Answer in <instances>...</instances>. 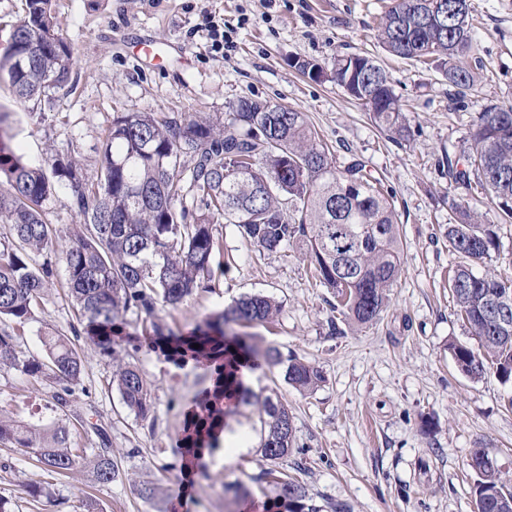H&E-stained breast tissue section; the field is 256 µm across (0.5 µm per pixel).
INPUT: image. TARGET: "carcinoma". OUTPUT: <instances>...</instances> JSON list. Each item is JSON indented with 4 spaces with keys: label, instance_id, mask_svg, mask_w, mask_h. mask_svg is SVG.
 <instances>
[{
    "label": "carcinoma",
    "instance_id": "cac0c4a2",
    "mask_svg": "<svg viewBox=\"0 0 512 512\" xmlns=\"http://www.w3.org/2000/svg\"><path fill=\"white\" fill-rule=\"evenodd\" d=\"M424 0H397L377 29V38L392 56L445 68L460 96L476 92L473 76L455 61L478 49L469 26L464 35L448 27H423ZM40 52L16 69L17 57L33 41ZM73 49L56 30L53 0H26V13L13 28L0 56V73L8 74L15 97L37 105L51 104L71 82ZM360 67L362 94L357 101L371 122L389 138L405 139L410 129L400 98L386 69L369 53L338 55L329 80L342 83ZM9 113H0V367L34 378L52 377L59 409L83 371L75 344L66 336H45L42 358L22 355L20 329L33 319L55 261L63 263L66 285L78 313L72 335L84 336L101 354L116 362L112 372L127 409L146 420L152 411L151 389L139 370L112 348V330L128 312L145 316L150 326L142 336L163 342L178 357L197 361L224 359L226 378L247 403L251 392L237 377L244 360L253 367L283 366L284 379L308 394L323 382L319 367L275 347L258 349L244 337L229 336L224 326L262 324L280 305L256 293L244 296L207 320L190 336H177L154 320L158 305L176 306L206 287L212 264L223 255V239L213 232L215 216L267 253L293 243L307 247L306 256L319 282L330 288L345 318L369 324L386 307L388 291L401 270L399 215L393 196L356 161L339 169L336 159L311 128L305 113L286 105L240 98L228 106L224 121L207 117H156L151 112L113 116L102 145L96 182L88 183L79 162L58 159L51 173L29 164L11 144ZM448 180L456 186L476 183L501 216L512 218V104L489 105L479 113L461 160L448 163ZM68 190V205L83 222L68 248L53 257L59 229L48 218L47 205ZM457 219L448 225V243L463 259L451 288L459 315L479 340L482 352L448 343L459 370L481 379L492 363L499 378L512 380V321L500 324L493 315L494 297L512 301V280L486 269L474 271L498 248L495 225L456 200ZM199 348H194V345ZM203 417L193 421V434L181 453L190 454L197 440L224 422L223 397L206 402ZM256 453L262 462L257 480L273 498L288 500L289 512H348L342 505L317 503L307 487L281 477L295 441L293 416L279 399L262 402ZM0 443L36 457L47 472L65 476L77 465L87 467L95 483L116 477L112 449L87 451L72 447L69 425L62 418L36 423L0 418ZM488 456L474 450L476 512H512V479L487 466Z\"/></svg>",
    "mask_w": 512,
    "mask_h": 512
}]
</instances>
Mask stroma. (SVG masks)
I'll list each match as a JSON object with an SVG mask.
<instances>
[{
    "label": "stroma",
    "instance_id": "1",
    "mask_svg": "<svg viewBox=\"0 0 512 512\" xmlns=\"http://www.w3.org/2000/svg\"><path fill=\"white\" fill-rule=\"evenodd\" d=\"M396 0H55L54 22L74 49V86L48 106L18 102L0 79V109L9 112L13 145L26 159L51 168L75 158L95 181L100 149L119 112L158 117L200 115L223 119L229 103L247 97L304 112L332 149L337 166L365 164L394 197L404 250L401 275L379 319L349 326L332 290L313 276L305 251L293 245L267 254L246 242L233 225L215 220L224 254L212 264L206 288L178 306H161L156 319L187 335L245 293L274 297V323L248 328L251 344L277 347L318 366L324 381L303 395L281 367L255 372L248 385L258 399L272 395L293 413L296 444L287 474L316 500L350 512H475L473 449H484L512 473V381L494 369L473 380L448 352L449 342L478 348L457 313L448 278L459 258L445 230L454 223L449 195L479 212L490 205L479 188L450 189L442 156L467 147L482 107L512 103V0H470L476 55L465 66L477 80L476 96L459 98L442 70L389 56L375 27ZM222 20L233 50L219 54L201 27L204 14ZM154 39L145 51L144 39ZM366 51L388 70L406 106L408 139H388L367 112L336 83L302 75L295 63H322ZM77 312L64 266L20 338L24 355L42 356L44 333L69 334ZM342 324L329 335V321ZM140 321L127 314L112 344L135 363L152 389L153 422L137 419L112 384L106 356L77 346L84 367L65 409L74 447L108 441L120 475L96 484L88 469L48 473L19 449L0 444V498L10 512H85L95 499L102 512H169L177 487L187 492L185 512H243L228 482L247 485L262 504L268 494L252 481L261 462L259 406L233 403L224 411L228 435L245 433L250 447L223 462L208 456L201 473H184L175 453L192 416L215 379L207 364L173 362L160 348L142 346ZM51 380L33 381L0 369V417L27 421L53 404ZM155 482L158 499L138 489Z\"/></svg>",
    "mask_w": 512,
    "mask_h": 512
}]
</instances>
